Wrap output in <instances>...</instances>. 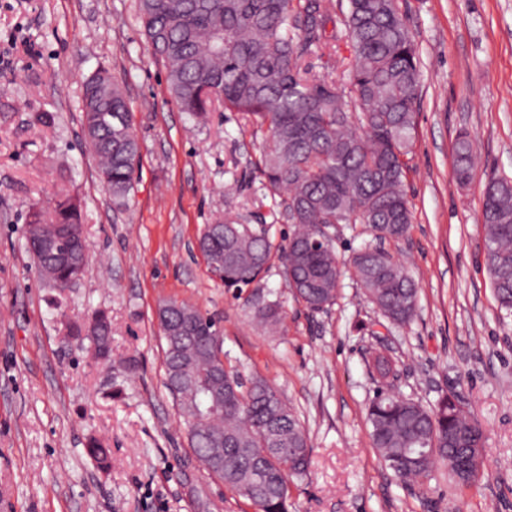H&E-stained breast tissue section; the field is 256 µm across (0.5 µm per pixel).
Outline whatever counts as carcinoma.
<instances>
[{"instance_id":"carcinoma-1","label":"carcinoma","mask_w":512,"mask_h":512,"mask_svg":"<svg viewBox=\"0 0 512 512\" xmlns=\"http://www.w3.org/2000/svg\"><path fill=\"white\" fill-rule=\"evenodd\" d=\"M138 11L181 111L204 123L220 106L270 131L258 170L293 230L276 245L267 224L228 216L200 234L207 265L224 272L226 288L239 294L256 289L247 299L250 311L272 331L283 325V311L258 289L275 258L297 300L311 312L329 310L341 277L336 225L366 224L382 241L405 237L411 224L405 181L419 71L397 0H348L342 25L354 49L352 103L335 82L309 75L303 65L311 52L338 39L326 35L333 0H138ZM81 112L84 143L99 160L100 179L113 202L126 206L141 146L125 90L109 70L84 82ZM475 154L469 133L459 132L454 176L462 186L475 176ZM482 217L490 286L500 307L512 312L511 178L487 175ZM59 224L83 227L77 198L61 193L51 209L31 204L26 240L41 279L54 286L74 282L88 266L37 250L40 237ZM351 263L365 296L388 322L414 318L416 284L387 250L368 243ZM167 304L191 330L176 345L164 339L163 366L194 456L260 512H288L289 480L309 466L308 437L297 413L265 380L246 383L225 366L223 338L212 318L186 302ZM94 321L95 355L109 360L111 320L99 312ZM367 420L386 464L421 456L395 471L403 479L424 476L437 463L458 476L457 451L484 447L479 425L448 396L425 406L380 390ZM86 453L99 469L108 468V451L98 441H90Z\"/></svg>"}]
</instances>
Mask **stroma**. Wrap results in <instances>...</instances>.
<instances>
[{
  "instance_id": "1",
  "label": "stroma",
  "mask_w": 512,
  "mask_h": 512,
  "mask_svg": "<svg viewBox=\"0 0 512 512\" xmlns=\"http://www.w3.org/2000/svg\"><path fill=\"white\" fill-rule=\"evenodd\" d=\"M415 44L420 96L406 179L408 235L385 248L418 287L414 319L382 326L352 266L333 307L313 313L273 265L266 284L286 313L267 332L213 277L196 247L205 225L241 214L276 219L255 163L266 128L235 112L200 124L172 100L147 46L136 0H0V512H254L194 461L165 388L160 303L212 317L224 361L265 379L299 415L311 446L288 512H512V315L501 310L482 253L485 176L512 177V0H398ZM312 74L351 85L353 48L313 53ZM123 82L141 159L128 208L103 187L82 140V86L99 67ZM49 112L53 127L36 116ZM478 173L454 174L460 129ZM62 190L81 198L89 267L66 291L45 285L25 215ZM112 319V359L68 336L94 311ZM398 369L392 390L423 404L448 395L482 428L485 466L465 485L436 464L402 482L373 446L366 419L381 385L373 351ZM111 451L99 470L89 439Z\"/></svg>"
}]
</instances>
